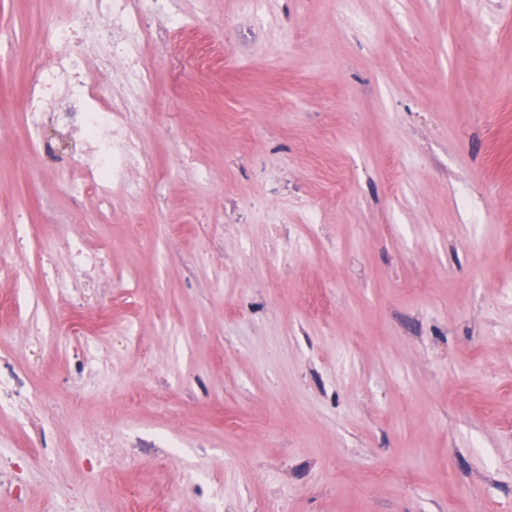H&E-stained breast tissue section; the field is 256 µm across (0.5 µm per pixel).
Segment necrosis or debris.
I'll return each mask as SVG.
<instances>
[{
	"mask_svg": "<svg viewBox=\"0 0 512 512\" xmlns=\"http://www.w3.org/2000/svg\"><path fill=\"white\" fill-rule=\"evenodd\" d=\"M183 27L176 0H76L74 9L44 25L43 36L57 54L51 65L32 63L24 122L32 152L53 148L41 135L44 126L66 139L67 156L81 164L77 192L93 194L105 204L115 193L136 192L129 171L151 166L133 121L154 81L144 48L161 42L163 30ZM113 74L123 85L116 97L98 81ZM31 377V371L18 370L9 358L0 357V415L31 430L38 455L49 464L56 457L50 429L62 408L46 401ZM74 444L82 450L85 480L111 478L110 435H79Z\"/></svg>",
	"mask_w": 512,
	"mask_h": 512,
	"instance_id": "obj_1",
	"label": "necrosis or debris"
}]
</instances>
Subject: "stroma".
Segmentation results:
<instances>
[{"label": "stroma", "instance_id": "1", "mask_svg": "<svg viewBox=\"0 0 512 512\" xmlns=\"http://www.w3.org/2000/svg\"><path fill=\"white\" fill-rule=\"evenodd\" d=\"M0 0V354L89 324L112 298L94 386L76 340L35 385L77 403L52 467L0 416L29 512L82 478L77 434L112 431V479L80 512H512V0H179L199 35L147 47L151 169L108 210L75 162L33 156L22 102L51 63ZM319 202L310 218L307 206ZM32 231L76 287L48 290ZM81 239L110 275L75 268ZM168 435L175 453H135ZM91 362V353L86 346L84 351L71 357L68 368V379L74 387L82 386L88 379V368Z\"/></svg>", "mask_w": 512, "mask_h": 512}]
</instances>
